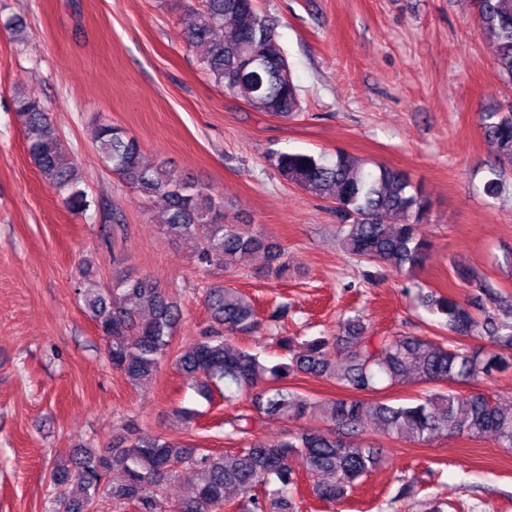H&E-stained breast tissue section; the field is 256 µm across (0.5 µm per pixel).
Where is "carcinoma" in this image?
Wrapping results in <instances>:
<instances>
[{
    "mask_svg": "<svg viewBox=\"0 0 512 512\" xmlns=\"http://www.w3.org/2000/svg\"><path fill=\"white\" fill-rule=\"evenodd\" d=\"M482 33L493 37V61L500 76L512 81V0H474ZM190 45H202L206 73L222 89L253 108L288 120L301 112L298 89L287 57L276 40L274 23L260 15L254 0H204L203 9L184 29ZM259 55L263 65L246 69L243 60ZM15 113L24 132L28 156L43 179L79 213L89 207L73 159L59 147L58 135L41 99L32 90L15 95ZM98 155L109 169L143 197L160 204L166 214V236L190 245L199 264L233 266L244 254L267 253V275L281 278L288 271L281 245L265 240L240 224L224 223V214L211 190L171 172L147 165L138 141L126 130L93 117ZM482 129L496 146V160L512 167V104L485 113ZM270 165L288 184L335 205L341 221L342 249L358 262L385 264L412 273L422 268L431 244L417 235L428 219L431 201L407 174L373 164L346 152L333 156L271 152ZM459 284L481 304L453 295L430 293L423 306L442 319L452 338L444 345L425 336L365 335L355 316L339 333L299 340L281 334L286 310L277 309L261 321L253 301L236 288L213 286L205 291L212 326L183 350L175 352V366L195 382L198 393L210 400L224 390L258 389L252 409L258 415L300 418L310 407L308 396L288 387L300 374L336 381L349 398L331 401L332 427L302 431L264 443H246L230 458L201 452L160 434L129 427V435L108 449L84 447L72 464L60 463L51 481L63 488V512H93L101 489L115 508L128 502L141 512H218L227 491L244 497L243 512H297L298 478L291 458L305 459L315 492L328 503H342L348 493L378 462V452L357 443L364 430L376 425L384 433L417 445H428L445 434L492 438L512 449V401L481 392L427 391L409 405L368 401L358 395L377 391L406 377L418 383H466L512 369V307H504L499 293L471 268L455 269ZM85 310L108 342L112 368L133 386L147 383L172 353L182 309L172 297L145 278H121L105 290L94 282L81 289ZM275 333L288 361L272 366L229 340L261 326ZM479 335L491 348L479 349L465 340ZM342 355L344 364L332 363ZM196 470L190 493L172 506L160 497L163 482L182 468ZM276 477L279 486L257 495L253 490Z\"/></svg>",
    "mask_w": 512,
    "mask_h": 512,
    "instance_id": "obj_1",
    "label": "carcinoma"
}]
</instances>
